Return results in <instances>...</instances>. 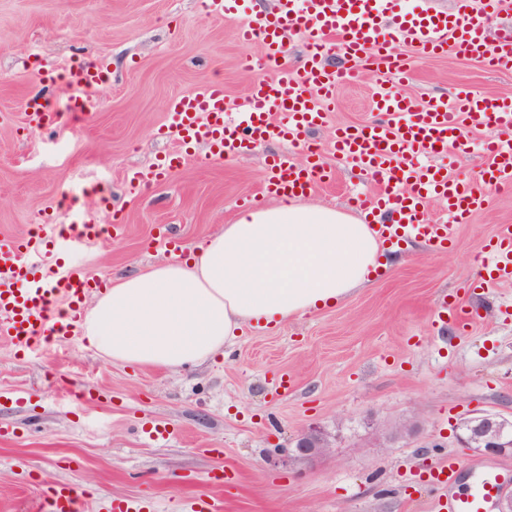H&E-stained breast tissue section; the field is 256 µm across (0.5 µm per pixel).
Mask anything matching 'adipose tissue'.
<instances>
[{
	"label": "adipose tissue",
	"instance_id": "ef3b65f1",
	"mask_svg": "<svg viewBox=\"0 0 512 512\" xmlns=\"http://www.w3.org/2000/svg\"><path fill=\"white\" fill-rule=\"evenodd\" d=\"M380 254L360 218L283 198L241 212L185 262L116 279L86 309L82 335L115 362L200 365L246 326L280 325L336 305L369 282Z\"/></svg>",
	"mask_w": 512,
	"mask_h": 512
}]
</instances>
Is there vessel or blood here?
Masks as SVG:
<instances>
[{
  "instance_id": "b4317fda",
  "label": "vessel or blood",
  "mask_w": 512,
  "mask_h": 512,
  "mask_svg": "<svg viewBox=\"0 0 512 512\" xmlns=\"http://www.w3.org/2000/svg\"><path fill=\"white\" fill-rule=\"evenodd\" d=\"M507 0H454L450 11L425 7L420 0H275L270 12L244 16L239 39L259 43L263 62L272 75L256 76L236 119H229L224 87L207 83L174 98L169 104L173 122L167 136L181 145L148 172L134 180L159 184L184 161L183 148L204 144L210 157L234 158L251 153L273 140H284L305 150L306 163L277 154L267 163L265 192L272 197H308L331 181L334 171L323 162L325 153L350 160L377 185L372 196L355 205L375 217L371 231L385 250L403 243L421 242L445 252L455 241L457 225L481 209L485 196L462 180L449 176L440 165L448 152L462 149L466 129H490L494 135L479 148L484 159L483 183L512 190V97L488 100L464 94L455 101L432 97L425 102L399 95L393 81L410 65L400 48L409 45L428 56L448 52L475 59L498 72L512 71V26L504 25L488 37L485 22L503 11ZM300 37L305 50L301 72L285 64L291 37ZM339 48L352 65L339 73L325 59ZM376 72L379 82L373 104L376 121L340 128L328 145L312 146L310 134L322 127L340 78H355L360 71ZM108 70L78 63L65 67L61 79V109L86 117L98 107L99 90L109 83ZM282 121H275V114ZM444 204L445 221L431 222L430 199ZM119 224L102 228L94 212L75 209L68 223L37 224L27 234L0 239V336L28 351L68 344L79 329L86 297L106 288L104 280L88 277L60 265L34 275L31 259L43 250H64L95 244L105 235H117ZM485 268L489 282L512 281V224L501 225L486 245ZM440 305L457 330H467L474 314L462 302L475 295ZM464 466L456 459L438 467L433 481L448 489L438 512H489L508 484L512 471L494 465L477 468L467 489L455 493ZM84 493L69 482H50L42 489V512H82Z\"/></svg>"
}]
</instances>
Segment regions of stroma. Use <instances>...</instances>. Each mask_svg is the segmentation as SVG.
Returning a JSON list of instances; mask_svg holds the SVG:
<instances>
[{
	"mask_svg": "<svg viewBox=\"0 0 512 512\" xmlns=\"http://www.w3.org/2000/svg\"><path fill=\"white\" fill-rule=\"evenodd\" d=\"M236 26L208 14L203 0H0V236L67 223L73 202L105 223L119 215V238L66 258L75 271L112 280L170 262L160 232L191 250L232 223L241 199L272 204L264 161L280 142L235 160L209 158L200 144L165 184L129 182L175 150L157 134L173 97L215 80L230 103L243 102L252 77L244 64L262 49L239 41ZM403 52L412 71L401 91L416 100L460 89L512 96V72L452 53ZM77 59L112 71L98 110L31 126L27 98L59 105L46 78ZM376 80L340 82L313 140L374 120ZM327 162L336 178L313 201L345 210L351 192L371 189L351 163ZM501 224H512V192L492 189L458 226L450 253L402 248L382 276L336 306L247 326L223 356L197 366L115 364L79 335L20 354L0 337V512H40L46 481L86 490V512H106L115 499L141 512H191L202 494L217 512H434L437 492L425 479L448 458L512 468V458L457 439L468 418L512 417V283L469 299L476 320L467 332L437 322L443 298L482 275L483 247ZM284 374L294 384L280 395ZM77 390L85 400L74 399ZM410 421L415 434L387 443ZM316 425L335 435V448L312 464L290 458ZM219 474L224 483H213Z\"/></svg>",
	"mask_w": 512,
	"mask_h": 512,
	"instance_id": "1",
	"label": "stroma"
}]
</instances>
